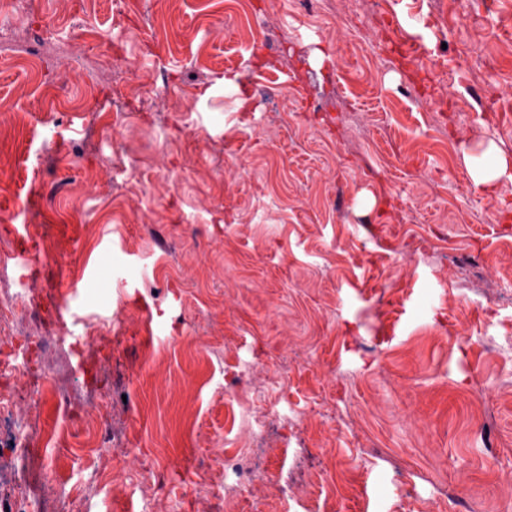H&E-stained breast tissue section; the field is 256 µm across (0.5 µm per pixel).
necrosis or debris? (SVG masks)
<instances>
[{
    "mask_svg": "<svg viewBox=\"0 0 512 512\" xmlns=\"http://www.w3.org/2000/svg\"><path fill=\"white\" fill-rule=\"evenodd\" d=\"M47 301L45 290L35 286L21 292L0 289V435L6 438L0 447V467H5L11 481L10 512H81L65 486H58L49 501L29 491V462L42 448L67 447L76 430L93 431L98 471L122 462L141 476L146 499L155 502L167 497V469L141 449L125 446L112 429L111 403L54 372L50 358L62 338L44 315ZM48 403L61 427L47 426L44 406ZM251 473L248 453L219 454L199 465L189 483L199 494L225 483L240 494L246 491Z\"/></svg>",
    "mask_w": 512,
    "mask_h": 512,
    "instance_id": "1",
    "label": "necrosis or debris"
}]
</instances>
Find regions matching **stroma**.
<instances>
[{"label":"stroma","instance_id":"stroma-1","mask_svg":"<svg viewBox=\"0 0 512 512\" xmlns=\"http://www.w3.org/2000/svg\"><path fill=\"white\" fill-rule=\"evenodd\" d=\"M31 2L21 36L58 47L40 81L0 58V114L32 132L41 193L62 176L77 189L30 231L86 227L66 340L118 332L104 351L115 424L171 469L157 512H217L222 493L196 495L167 453L183 436L240 452L249 410L278 420L243 512L512 500V182L475 190L464 161L490 141L512 155V0ZM373 20L382 42L356 58ZM142 62L168 95L141 83ZM476 83L500 111L482 110ZM462 265L503 281L502 297L460 287ZM94 446L43 453L33 479L86 512H141L136 476L93 478Z\"/></svg>","mask_w":512,"mask_h":512}]
</instances>
